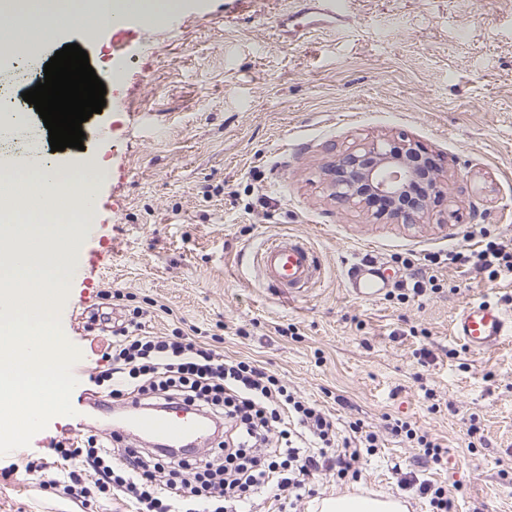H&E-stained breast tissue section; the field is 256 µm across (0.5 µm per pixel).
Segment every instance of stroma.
<instances>
[{
	"mask_svg": "<svg viewBox=\"0 0 512 512\" xmlns=\"http://www.w3.org/2000/svg\"><path fill=\"white\" fill-rule=\"evenodd\" d=\"M345 8L350 21L337 32L290 38L278 23L292 0H178L154 25L130 13L118 34L62 27L36 48L27 81L12 78L18 59L0 57V83L16 98L64 45L78 44L99 75L124 61L102 111L82 124V149L52 151L42 118L25 107L21 137L33 158H92L105 174L91 185L93 230L76 259L96 271L90 283L70 280L61 310L87 371L71 395L75 413L0 457V470L14 468L0 473V512H132L120 499L65 497L25 470L51 441L88 437V376L111 340L96 319L104 292L147 309L143 335L180 331L266 367L323 408L337 438L355 422L378 432L360 480L316 475L292 512H315L330 496L400 493L415 451L386 431L390 417L447 448L422 476L447 488L458 512H512V339L476 354L452 333L467 303L512 311V272L491 281L466 266L428 265L439 290L400 297L410 278L401 257L512 242V0ZM402 136L433 151L448 180L432 221L374 224L331 197L323 168L336 154ZM288 237L309 244L321 266L295 300L267 288L254 259L263 241ZM362 258L390 278L374 301L349 288L347 270ZM421 348L432 360L419 359ZM79 422L85 429L73 434ZM404 495L411 512H429L415 492Z\"/></svg>",
	"mask_w": 512,
	"mask_h": 512,
	"instance_id": "35a3bbf8",
	"label": "stroma"
}]
</instances>
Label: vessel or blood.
<instances>
[{"label":"vessel or blood","mask_w":512,"mask_h":512,"mask_svg":"<svg viewBox=\"0 0 512 512\" xmlns=\"http://www.w3.org/2000/svg\"><path fill=\"white\" fill-rule=\"evenodd\" d=\"M296 9L288 16L294 30H328L342 24L345 6L342 0H294ZM264 279L269 287L288 298L302 297L318 271V259L305 243L294 240H269L256 252ZM348 280L351 293L358 299L373 301L387 288L384 273L367 264H353ZM453 334L476 353H484L501 345L512 335V313L481 301L469 304L456 315ZM151 435L168 445H191L206 438L210 428L195 412L169 411L147 413L133 409L126 423L113 425L114 433L130 430Z\"/></svg>","instance_id":"vessel-or-blood-1"}]
</instances>
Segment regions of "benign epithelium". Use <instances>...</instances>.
<instances>
[{
	"label": "benign epithelium",
	"instance_id": "benign-epithelium-1",
	"mask_svg": "<svg viewBox=\"0 0 512 512\" xmlns=\"http://www.w3.org/2000/svg\"><path fill=\"white\" fill-rule=\"evenodd\" d=\"M432 159L428 149L410 139L363 143L328 162L325 175L330 196L348 205L366 207L369 192L391 202L386 210L370 212L373 222L423 224L430 216L428 204L422 203L410 212L398 210L392 203L416 187L424 188L427 198L445 193L447 183Z\"/></svg>",
	"mask_w": 512,
	"mask_h": 512
}]
</instances>
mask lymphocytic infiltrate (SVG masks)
I'll return each instance as SVG.
<instances>
[{
	"mask_svg": "<svg viewBox=\"0 0 512 512\" xmlns=\"http://www.w3.org/2000/svg\"><path fill=\"white\" fill-rule=\"evenodd\" d=\"M431 264L470 265L488 278L512 272V246L488 242L463 253L429 255ZM127 318L113 329L95 380L136 404L191 407L223 426L225 438L203 452L146 450L117 437L115 445L83 449L64 440L52 448L60 469L32 461L27 471L47 474L51 489L74 497L87 492L85 471L104 494L127 499L136 512H246L255 498L299 494L320 472L338 480L360 478L376 433L352 425V438L334 448L333 423L317 404L290 391L266 368L229 361L182 336H137ZM54 460V461H55Z\"/></svg>",
	"mask_w": 512,
	"mask_h": 512,
	"instance_id": "1",
	"label": "lymphocytic infiltrate"
}]
</instances>
